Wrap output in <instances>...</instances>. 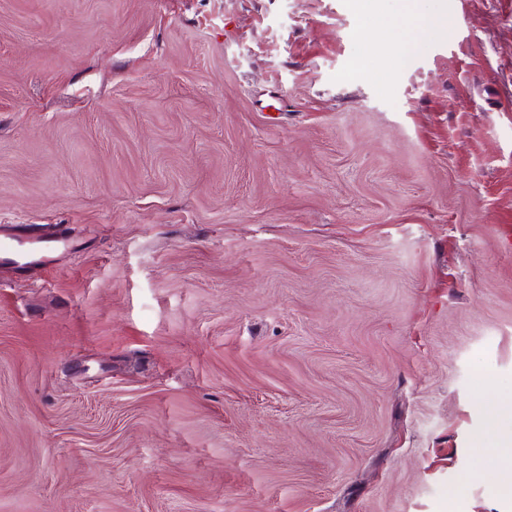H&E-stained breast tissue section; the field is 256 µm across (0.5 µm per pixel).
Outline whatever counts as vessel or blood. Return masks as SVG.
Returning <instances> with one entry per match:
<instances>
[{
	"label": "vessel or blood",
	"mask_w": 512,
	"mask_h": 512,
	"mask_svg": "<svg viewBox=\"0 0 512 512\" xmlns=\"http://www.w3.org/2000/svg\"><path fill=\"white\" fill-rule=\"evenodd\" d=\"M70 245V238L56 225L0 228V264L16 268L42 267L48 254Z\"/></svg>",
	"instance_id": "obj_1"
}]
</instances>
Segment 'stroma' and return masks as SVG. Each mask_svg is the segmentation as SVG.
<instances>
[{
  "instance_id": "stroma-1",
  "label": "stroma",
  "mask_w": 512,
  "mask_h": 512,
  "mask_svg": "<svg viewBox=\"0 0 512 512\" xmlns=\"http://www.w3.org/2000/svg\"><path fill=\"white\" fill-rule=\"evenodd\" d=\"M2 224L0 512H512V0H0ZM74 247L57 224L0 227V264L14 268L46 267L45 257L61 248Z\"/></svg>"
}]
</instances>
